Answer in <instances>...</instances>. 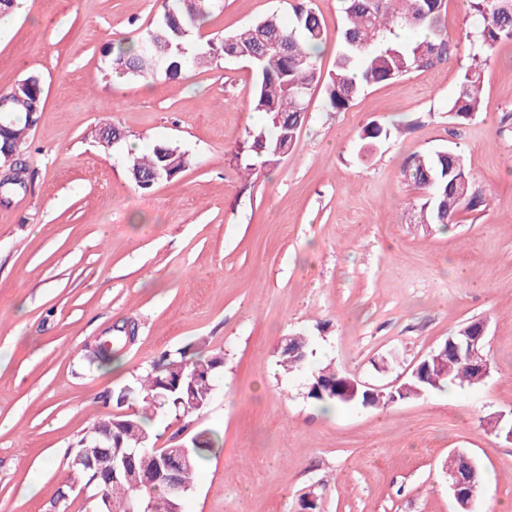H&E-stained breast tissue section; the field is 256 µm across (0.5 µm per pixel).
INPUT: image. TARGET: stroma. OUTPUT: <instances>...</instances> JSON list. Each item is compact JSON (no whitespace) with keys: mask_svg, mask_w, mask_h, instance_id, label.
Instances as JSON below:
<instances>
[{"mask_svg":"<svg viewBox=\"0 0 512 512\" xmlns=\"http://www.w3.org/2000/svg\"><path fill=\"white\" fill-rule=\"evenodd\" d=\"M163 0H27L0 38V91L42 80L44 110L22 159L27 191L0 196V512H95L71 459L77 440L116 415L109 394L162 354L222 352L214 396L187 425L155 418L160 448L202 429L205 460L184 512H455L448 457L479 468L472 512H512V441L486 420L512 414V42L483 71L478 112L449 124L467 64L368 86L343 112L310 95L295 146L241 178L235 157L251 111L249 65L215 59L180 79L117 78L107 48L136 38ZM325 23L319 63L334 68L339 0H311ZM290 0H221L191 40L205 44ZM391 130L367 160L368 123ZM121 127L140 151L168 142L189 167L135 186ZM458 146L482 203L453 224H417L422 196L403 176L419 154ZM120 321L137 338L121 368L88 366L86 348ZM485 322L489 374L371 408H328L306 372L277 366L285 337L310 339L308 369L333 364L385 387L460 326Z\"/></svg>","mask_w":512,"mask_h":512,"instance_id":"obj_1","label":"stroma"}]
</instances>
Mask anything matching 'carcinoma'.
<instances>
[{"instance_id":"cac0c4a2","label":"carcinoma","mask_w":512,"mask_h":512,"mask_svg":"<svg viewBox=\"0 0 512 512\" xmlns=\"http://www.w3.org/2000/svg\"><path fill=\"white\" fill-rule=\"evenodd\" d=\"M220 0H163V12L142 37L129 46L112 50L109 69L127 78H158L174 80L182 72L217 57L245 61L254 70L255 82L250 102L252 111L265 115L266 125L247 131L237 161L247 175H253L252 157L263 158V164H277L286 150L297 141L308 108L309 92L324 85V108L341 112L370 84L397 80L412 70L433 65L453 50L469 49V63L461 75L459 89L448 103V121L463 124L473 119L483 90L481 72L490 61L491 51L504 41H512V0H467V8L477 21V28L464 35L450 37L442 21L443 0H341L344 22L339 34L335 68L323 75L318 65L324 22L316 11L302 2L293 6V18L285 24L272 15L243 29L224 36L215 43L192 49L189 38ZM422 29V39L400 41L394 29ZM21 104L13 96L0 95V126L8 131L10 153L18 156L26 145L29 131L44 111L40 80L34 76L24 81ZM390 129L373 123L359 135L358 155L368 156L373 147L390 137ZM190 164L187 153L168 143H159L151 151L128 159V175L140 189L152 188L151 179L162 167L170 168L177 177ZM404 176L426 191L417 208L418 224H449L461 208L473 209L481 204L472 191L463 155L448 148L415 156ZM304 340L295 336L280 349L281 363L293 372L300 368L297 349ZM126 344V337L117 332L111 349L94 347L88 350L89 362L104 364L115 354L114 346ZM478 361L466 354L460 358L443 357L439 367H431L433 384L411 385L424 391L443 385L478 383L473 367ZM224 368V356L187 357L186 352L164 354L145 373L132 382L112 391L116 407L134 402L138 410L115 416L102 446L112 451H141L155 447L157 435L150 427L159 412L180 419L203 411L210 403L215 381ZM345 377L330 367L313 370L309 383L320 382L326 393L316 388L307 391L309 398L320 403L342 406L346 401L336 397V382ZM220 447L218 436L201 430L186 442L189 465L179 468L181 484L189 489L199 463ZM97 494L106 493L102 475L82 465L74 466ZM137 502L145 512H183L182 501L174 500L161 482L146 472L130 487V498L124 507L110 506L108 512H129Z\"/></svg>"}]
</instances>
